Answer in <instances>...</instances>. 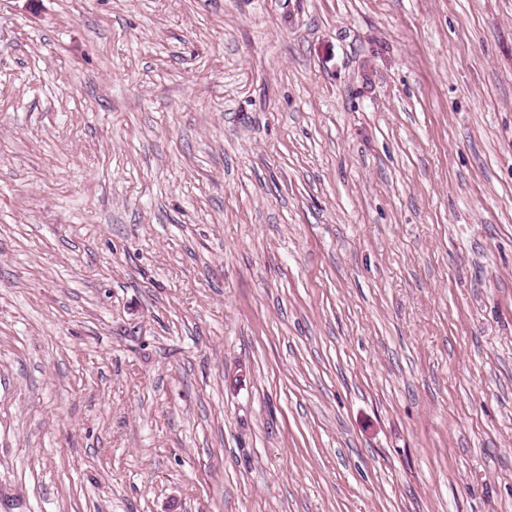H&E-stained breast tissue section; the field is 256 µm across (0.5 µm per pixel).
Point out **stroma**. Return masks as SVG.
Masks as SVG:
<instances>
[{"label":"stroma","mask_w":512,"mask_h":512,"mask_svg":"<svg viewBox=\"0 0 512 512\" xmlns=\"http://www.w3.org/2000/svg\"><path fill=\"white\" fill-rule=\"evenodd\" d=\"M0 512H512V0H0Z\"/></svg>","instance_id":"obj_1"}]
</instances>
